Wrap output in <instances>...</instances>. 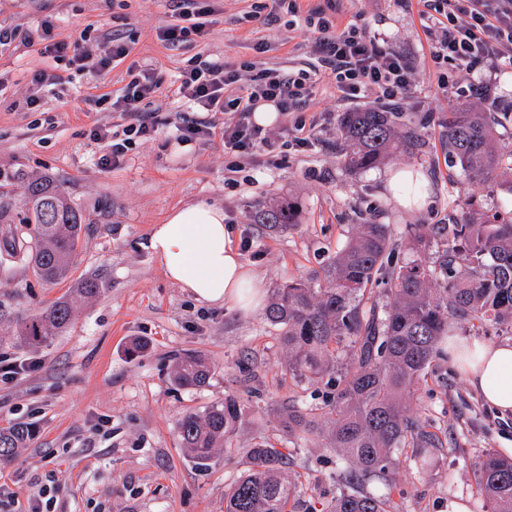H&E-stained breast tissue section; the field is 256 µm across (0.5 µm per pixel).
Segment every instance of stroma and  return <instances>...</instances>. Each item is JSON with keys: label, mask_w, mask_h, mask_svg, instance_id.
<instances>
[{"label": "stroma", "mask_w": 512, "mask_h": 512, "mask_svg": "<svg viewBox=\"0 0 512 512\" xmlns=\"http://www.w3.org/2000/svg\"><path fill=\"white\" fill-rule=\"evenodd\" d=\"M266 0H223V12L207 38L190 36L178 47L156 31L170 19L167 0H0V28L17 38L0 45V183L20 203L29 181L62 183L86 217L76 264L65 281L41 280L18 251L28 240L21 224L0 223V360L18 364L0 377V429L31 428L21 452L0 463V494L11 512H34L42 488H50L54 512H224V492L247 468L244 454L255 433L279 440V415L291 399L320 402L323 386L293 378L278 331L264 309L195 300L171 282L147 247L154 225L198 200L216 203L232 228V245L264 283L265 295L306 278L333 257L359 224L391 225L400 246L394 261L433 263L444 240L431 236L421 252L408 246L415 224H445L468 205L497 208L512 199V122L498 126L502 165L488 181L467 180L448 163L442 114L464 104L477 112L512 113V69L487 77L483 68L459 71L431 55L432 38L416 0H339L338 27L354 25L384 38L411 62L414 87L395 104L415 128L420 145L377 168L348 169L339 154L341 113L376 106L374 92L341 99L335 80L322 75L302 114L278 115L269 131L274 153L257 152L251 165L233 171L234 154L221 138L176 143L167 128L133 145L124 163L102 167L93 126L123 124L112 96L128 66L152 62L161 87L150 105L160 120L185 111L173 90L183 71L210 59L240 70L247 62L293 74L311 70L314 36L305 26L323 0H298V11L277 8V20L260 24L253 8ZM49 20L56 40L83 42L86 64L71 55L41 53L25 37ZM131 52L123 63L101 71L113 37ZM268 42L272 51L257 47ZM491 81L488 94L469 88ZM315 126L307 148L288 132L295 119ZM422 177L423 200L403 206L387 188L392 172ZM287 198L297 202L300 222L271 233L254 221L257 207ZM94 276L100 294L76 291ZM67 297L73 314L68 329L49 343L19 346L18 321ZM147 347L132 356L133 340ZM193 351L213 367L207 386L185 388L173 381L178 358ZM246 407L238 452H217L199 467L180 445L179 424L187 412L204 411L225 394ZM412 415L443 441L436 464L396 468L393 499L400 512H487L474 470L487 450L512 448V415L484 404L450 361L435 357L410 398ZM336 453L315 445L293 449L288 473L301 493L291 512H327L336 492Z\"/></svg>", "instance_id": "1"}]
</instances>
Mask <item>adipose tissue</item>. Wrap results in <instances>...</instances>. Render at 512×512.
Wrapping results in <instances>:
<instances>
[{"label": "adipose tissue", "instance_id": "adipose-tissue-1", "mask_svg": "<svg viewBox=\"0 0 512 512\" xmlns=\"http://www.w3.org/2000/svg\"><path fill=\"white\" fill-rule=\"evenodd\" d=\"M165 275L199 300L253 309L261 303L262 283L231 247L220 207L200 201L172 211L148 240ZM458 365L484 402L512 412V343H449Z\"/></svg>", "mask_w": 512, "mask_h": 512}]
</instances>
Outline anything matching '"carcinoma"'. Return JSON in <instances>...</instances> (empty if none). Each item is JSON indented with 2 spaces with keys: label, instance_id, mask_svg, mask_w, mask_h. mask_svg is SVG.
I'll return each mask as SVG.
<instances>
[{
  "label": "carcinoma",
  "instance_id": "carcinoma-1",
  "mask_svg": "<svg viewBox=\"0 0 512 512\" xmlns=\"http://www.w3.org/2000/svg\"><path fill=\"white\" fill-rule=\"evenodd\" d=\"M510 119L508 112L453 108L444 122L449 161L469 180L490 179L500 165L496 127ZM339 132L345 162L354 171L377 166L398 147H418L401 113L379 108L341 113ZM5 195L0 191V223L30 226L25 253L34 273L49 284L67 279L85 223L81 211L50 178L28 184L14 217V204ZM505 208L508 215L490 217L470 208L443 225L446 247L433 266L417 259L397 265L393 256L399 243L390 225L358 224L321 272L274 290L266 320L288 353V372L314 383L336 375L328 401L316 407L288 402L279 428L292 444L323 442L336 452V498L329 512H397L391 495H375L368 485L393 489L395 461L408 448L418 469L433 465V449L443 442L411 415L408 398L440 353L449 320L512 330V205ZM254 218L282 230L296 223L298 209L284 199L256 208ZM375 288L389 299L381 312L371 300ZM76 291L95 297L100 281L86 277ZM71 317L68 301L59 299L23 320L17 344L42 345ZM211 374L201 355L188 352L177 362L174 382L198 388ZM243 415L234 394L201 413L186 414L180 422L182 447L199 466L221 448L235 450ZM28 437L24 426L0 429V462L11 461ZM245 452L250 467L224 493V512H288L299 493L298 482L288 476L289 455L262 433ZM474 476L489 512H512L511 459L488 451Z\"/></svg>",
  "mask_w": 512,
  "mask_h": 512
}]
</instances>
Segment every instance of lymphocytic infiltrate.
I'll return each instance as SVG.
<instances>
[{
  "instance_id": "f902f5d3",
  "label": "lymphocytic infiltrate",
  "mask_w": 512,
  "mask_h": 512,
  "mask_svg": "<svg viewBox=\"0 0 512 512\" xmlns=\"http://www.w3.org/2000/svg\"><path fill=\"white\" fill-rule=\"evenodd\" d=\"M172 20L159 28L157 36L173 47L189 36H203L211 16L217 14L216 0H171ZM420 18L435 40L432 56L469 69L486 65L492 69L512 66V0H464L462 6H449L448 0H419ZM307 28L314 34L313 52L324 70L336 81L343 98L358 99L366 91L376 92L379 100L404 98L411 90L414 70L408 60L383 41L357 27L338 28L324 9L310 12ZM248 80L226 70L223 64L204 60L184 72L176 96L186 99L193 115L180 117L175 125L179 142H206L221 137L225 148L243 159L257 151H273L274 141L262 126L252 122L258 102L274 103L278 111L299 112L310 95L311 74L301 77L271 68L248 64ZM160 88L156 70L146 63L129 67L126 83L113 100V111L125 115L129 123L122 130L96 127L92 139L101 144L103 166L119 167L133 143L150 139L159 123L148 105ZM235 111L233 124L218 122L217 116Z\"/></svg>"
}]
</instances>
